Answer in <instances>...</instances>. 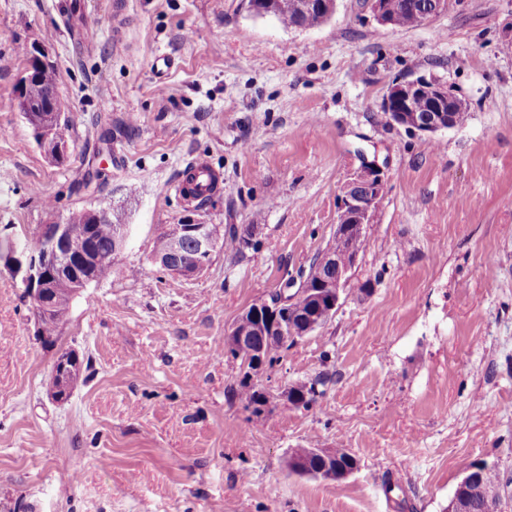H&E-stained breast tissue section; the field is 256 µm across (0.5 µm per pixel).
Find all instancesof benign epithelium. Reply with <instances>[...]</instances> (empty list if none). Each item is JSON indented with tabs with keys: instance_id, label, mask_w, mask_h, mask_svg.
<instances>
[{
	"instance_id": "7a95c632",
	"label": "benign epithelium",
	"mask_w": 512,
	"mask_h": 512,
	"mask_svg": "<svg viewBox=\"0 0 512 512\" xmlns=\"http://www.w3.org/2000/svg\"><path fill=\"white\" fill-rule=\"evenodd\" d=\"M48 64L49 60L41 50L33 52L31 63L17 84V100H22L23 90L35 76L36 69ZM420 95L426 96L430 102V111L424 114L413 109L414 99ZM455 105L462 106V99L453 93L448 85L424 76L393 83L384 99V108L393 123L417 132L429 140L439 131L456 128L452 115ZM35 135L49 158H63L68 154L69 145L63 133L61 118L57 117L51 124L38 127ZM384 189L385 184L380 170L373 164L363 166L362 170L342 187L334 235L346 240L353 235L365 234L366 226L372 222ZM86 215L92 224L113 225L112 249L117 252L125 250L128 240L126 225L114 221L110 210L88 209ZM39 232L41 250L29 252L12 248L5 256L6 266L11 272L15 275L22 274L24 293L30 301L31 309L37 313L46 308L52 274L63 270L70 271L76 264L85 267L90 261L98 264L112 260L110 255L104 258L91 257L85 225L73 224L67 217L39 225ZM166 234L169 249L154 256L156 264L168 273L184 278L197 277L207 270L217 248L215 225L197 224L192 219L169 225ZM188 240L193 242L195 250L191 260L186 258L183 250V245ZM323 260L329 263L334 273L325 277L309 292L310 306L298 318L301 329L290 331L285 326L279 328L285 340L290 338L298 341L314 334L333 319L341 306L342 294L348 287L358 256H352L345 265L340 264L336 256L330 252L323 255ZM299 299H304L300 292L290 298L282 294L280 299L273 303L263 301L255 304L251 314H243L236 323L228 336L229 341L245 342L248 339V320L256 321L258 316L264 314L266 320L274 321L277 318L274 309L288 301L294 302ZM317 455L322 458V464L316 469H304L293 457L289 458L291 468L298 474L324 480L336 477L343 479L351 474L349 470L336 469V464L332 463L335 452L319 448ZM477 472L478 468H470L458 484L457 492L453 494L449 505V512H466V496L462 490L477 479Z\"/></svg>"
}]
</instances>
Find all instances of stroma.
Wrapping results in <instances>:
<instances>
[{"instance_id":"1","label":"stroma","mask_w":512,"mask_h":512,"mask_svg":"<svg viewBox=\"0 0 512 512\" xmlns=\"http://www.w3.org/2000/svg\"><path fill=\"white\" fill-rule=\"evenodd\" d=\"M67 2L0 0V243L85 207L114 211L129 242L52 345L0 264V512H445L473 464L512 479V0H448L413 29L367 0L309 29L248 0H125L119 33L113 0H80L78 29ZM31 46L70 101L61 165L14 99ZM418 76L465 101L464 127L429 140L390 122L389 86ZM195 158L223 184L192 211L173 185ZM366 161L386 192L342 305L252 378L268 398L253 413L224 342L326 247ZM190 218L260 245L168 275L153 241ZM69 350L88 369L58 402ZM319 375L316 404H288L285 387ZM297 448L358 467L299 476ZM336 450V462L332 463ZM317 455L322 458V464L314 470H305L301 464L293 457H289L288 461L291 463V468L301 475L312 476L316 478H322L324 480L336 479V472L339 479L346 478L353 470H340L336 469V466L352 468L354 464L357 467L356 457L344 448H334L332 451L326 448H318L316 451ZM355 467V468H356Z\"/></svg>"}]
</instances>
